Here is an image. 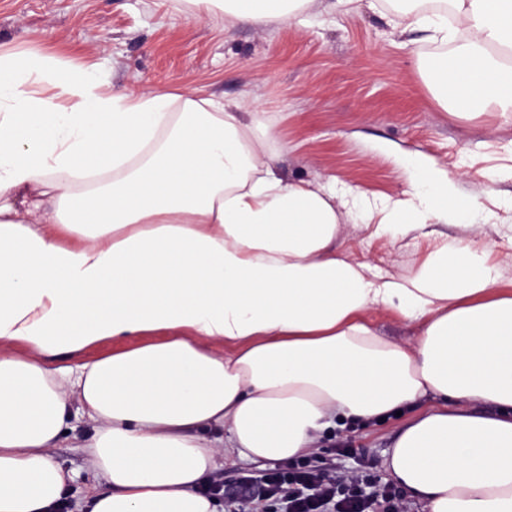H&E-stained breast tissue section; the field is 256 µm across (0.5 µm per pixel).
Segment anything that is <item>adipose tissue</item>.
Instances as JSON below:
<instances>
[{
    "label": "adipose tissue",
    "mask_w": 512,
    "mask_h": 512,
    "mask_svg": "<svg viewBox=\"0 0 512 512\" xmlns=\"http://www.w3.org/2000/svg\"><path fill=\"white\" fill-rule=\"evenodd\" d=\"M190 2L247 24L304 0ZM408 2V29L466 34L430 64L451 115H512V0ZM268 140L241 104L117 91L96 65L0 49V340L22 348L0 352V512H57L73 477L50 450L77 405L109 483L85 512H224L200 490L219 459L293 460L399 411L386 467L428 512H512V279L483 233L496 212L422 157L381 202L290 181ZM349 220L434 244L397 277L338 246ZM376 309L414 338L379 335ZM129 336L141 344L80 358Z\"/></svg>",
    "instance_id": "ef3b65f1"
}]
</instances>
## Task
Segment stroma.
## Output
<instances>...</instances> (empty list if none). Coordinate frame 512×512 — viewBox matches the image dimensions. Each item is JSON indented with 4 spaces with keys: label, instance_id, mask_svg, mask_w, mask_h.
Masks as SVG:
<instances>
[{
    "label": "stroma",
    "instance_id": "1",
    "mask_svg": "<svg viewBox=\"0 0 512 512\" xmlns=\"http://www.w3.org/2000/svg\"><path fill=\"white\" fill-rule=\"evenodd\" d=\"M312 0L299 17L281 24H236L223 12L194 18L184 0H0V44L36 49L72 64H98L117 87L169 88L241 102L260 113L281 150L287 179L335 180L368 197H402L410 188L403 164L420 154L454 177L462 195L490 205L512 196V180L495 179L507 165L512 120L495 112L451 117L433 97L419 61L444 55L446 44L401 32L395 0H374L356 14ZM499 225H485L493 262L512 278V208ZM343 249L391 274L405 276L429 242L406 237L404 247L369 238L345 225ZM402 418L349 426L321 439L312 455L327 472H369L377 486H393L386 453ZM76 435L52 449L75 471L69 504L102 478L89 469L78 439L91 425L76 421ZM282 462L225 459L220 467L224 512H260L246 494Z\"/></svg>",
    "mask_w": 512,
    "mask_h": 512
}]
</instances>
